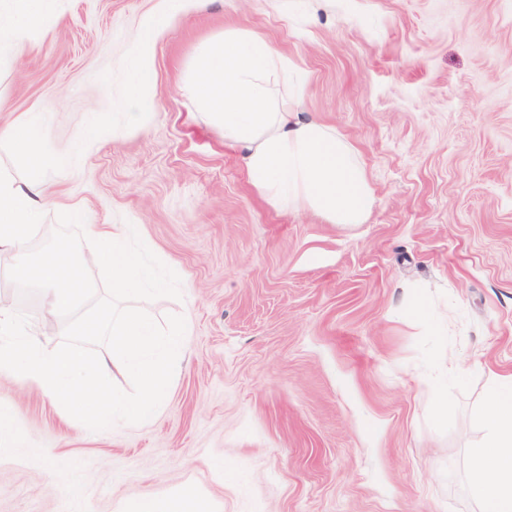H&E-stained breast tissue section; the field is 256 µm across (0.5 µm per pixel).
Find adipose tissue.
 Returning <instances> with one entry per match:
<instances>
[{"label":"adipose tissue","mask_w":512,"mask_h":512,"mask_svg":"<svg viewBox=\"0 0 512 512\" xmlns=\"http://www.w3.org/2000/svg\"><path fill=\"white\" fill-rule=\"evenodd\" d=\"M41 0H0L10 17L0 23V55L18 48L16 24L33 20ZM284 64L266 43L236 31L201 52L193 62L188 92L224 128V140L244 151L253 187L273 205L311 209L332 224H360L374 206L364 169L350 147L326 126L304 120L278 101L273 82ZM36 171L59 164L43 151L40 127L25 118L0 130ZM51 197L40 180L20 186L0 177V252L18 268H32L47 315L66 320L92 292L78 272L70 242L55 243L36 265L27 263V233ZM99 250L88 258L105 264L117 294L140 292L151 278L128 242V227L96 232ZM485 435L471 460L472 491L480 512H512V375L495 379L484 399ZM117 512H219L211 499L185 487L164 497L140 494Z\"/></svg>","instance_id":"obj_1"}]
</instances>
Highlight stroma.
I'll list each match as a JSON object with an SVG mask.
<instances>
[{"mask_svg":"<svg viewBox=\"0 0 512 512\" xmlns=\"http://www.w3.org/2000/svg\"><path fill=\"white\" fill-rule=\"evenodd\" d=\"M163 7L48 0L0 58V125L34 114L67 156L43 174L56 203L35 244L74 206L88 230L138 225L182 290L141 307L186 321L139 424L91 431L0 376L20 442L0 512H115L186 486L223 512H479L482 400L512 372V0H186L147 27ZM234 29L304 75L296 112L367 172L364 223L270 205L187 92L197 54ZM15 271L0 254V300L59 346Z\"/></svg>","mask_w":512,"mask_h":512,"instance_id":"stroma-1","label":"stroma"}]
</instances>
